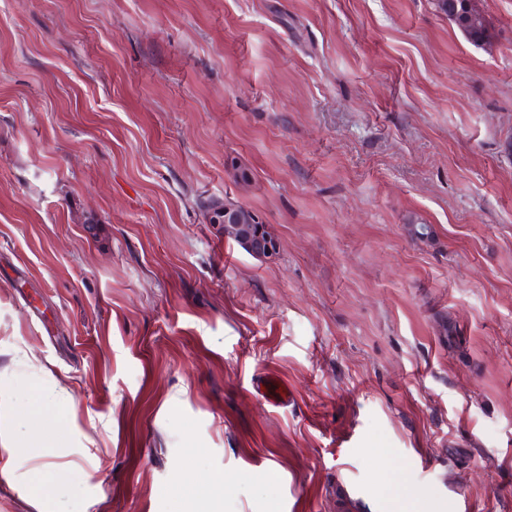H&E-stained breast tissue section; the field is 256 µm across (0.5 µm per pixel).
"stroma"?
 I'll return each mask as SVG.
<instances>
[{
  "mask_svg": "<svg viewBox=\"0 0 512 512\" xmlns=\"http://www.w3.org/2000/svg\"><path fill=\"white\" fill-rule=\"evenodd\" d=\"M477 3L476 45L437 0H0V512H512V0ZM242 212L251 215L252 222H255L256 215L240 204H226L224 207L211 210L206 218L210 224H224V236L237 242L250 255L267 257L276 253L280 244L266 233L262 235L265 225L243 224Z\"/></svg>",
  "mask_w": 512,
  "mask_h": 512,
  "instance_id": "obj_1",
  "label": "stroma"
}]
</instances>
